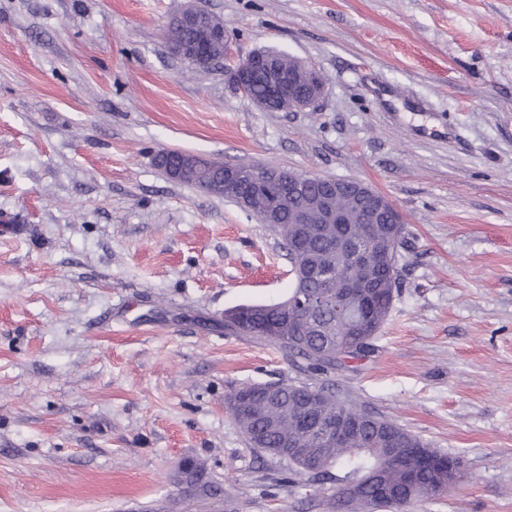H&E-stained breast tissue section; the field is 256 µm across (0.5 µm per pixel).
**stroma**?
Masks as SVG:
<instances>
[{"label": "stroma", "instance_id": "stroma-1", "mask_svg": "<svg viewBox=\"0 0 512 512\" xmlns=\"http://www.w3.org/2000/svg\"><path fill=\"white\" fill-rule=\"evenodd\" d=\"M187 0H0V512H326L226 408L248 383L331 387L461 478L413 512H512V0H197L233 52L311 64L268 112L224 63L173 56ZM178 150L356 180L403 214L373 349L301 371L225 332L287 297L271 225L169 179ZM220 496L186 495L184 462Z\"/></svg>", "mask_w": 512, "mask_h": 512}]
</instances>
